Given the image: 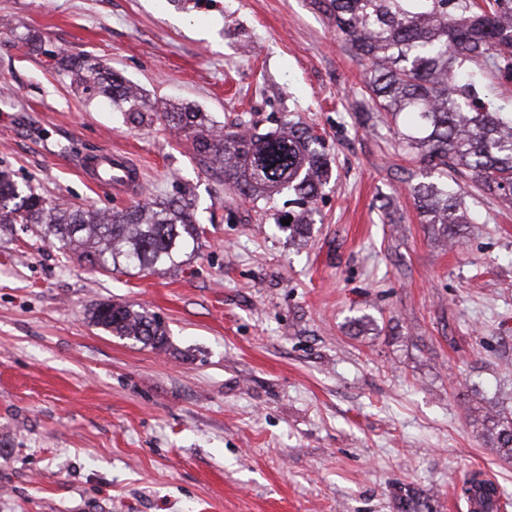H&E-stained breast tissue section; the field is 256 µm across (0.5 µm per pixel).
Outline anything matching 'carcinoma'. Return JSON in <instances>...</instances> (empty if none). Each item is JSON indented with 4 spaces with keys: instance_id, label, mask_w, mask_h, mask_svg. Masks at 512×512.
<instances>
[{
    "instance_id": "1",
    "label": "carcinoma",
    "mask_w": 512,
    "mask_h": 512,
    "mask_svg": "<svg viewBox=\"0 0 512 512\" xmlns=\"http://www.w3.org/2000/svg\"><path fill=\"white\" fill-rule=\"evenodd\" d=\"M355 56L366 62L365 88L372 108L403 117L399 147L420 155L429 172L448 179L464 175L486 194L512 203V105L495 106L479 96V77L469 64L482 61L512 78V0H320ZM71 84L89 98H106L134 122L162 116L190 134L204 166L224 175V184L253 204H269L288 190L301 210L288 228L303 237L314 223L315 202L331 180L325 142L307 127L285 122L259 132L239 115L222 128L203 112L159 109L121 77L93 58L68 61ZM428 223L450 239L472 220L458 204L459 191L434 182L412 188ZM0 224H30L73 255L103 271H155L172 267L197 243L200 228L190 204L151 201L111 213L74 206H48L36 189L19 185L0 169ZM92 322L123 339L153 347L166 341L163 323L146 311L117 302H99ZM501 448L512 454V415H490ZM462 495L494 512L497 491L476 473Z\"/></svg>"
}]
</instances>
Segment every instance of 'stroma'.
Returning a JSON list of instances; mask_svg holds the SVG:
<instances>
[{
  "mask_svg": "<svg viewBox=\"0 0 512 512\" xmlns=\"http://www.w3.org/2000/svg\"><path fill=\"white\" fill-rule=\"evenodd\" d=\"M100 59L151 100L259 131L287 119L332 156L309 237L208 171L184 132L86 99L59 61ZM319 0H0V167L51 204L116 210L81 156L128 153L142 197H185L196 255L105 272L0 226V512H468L464 481L512 457V206L461 178L454 242L411 185L425 166L381 115ZM120 302L157 349L94 326ZM91 320L113 336L151 345L161 346L166 341L163 323L145 310L137 311L117 302H99L90 311Z\"/></svg>",
  "mask_w": 512,
  "mask_h": 512,
  "instance_id": "obj_1",
  "label": "stroma"
}]
</instances>
